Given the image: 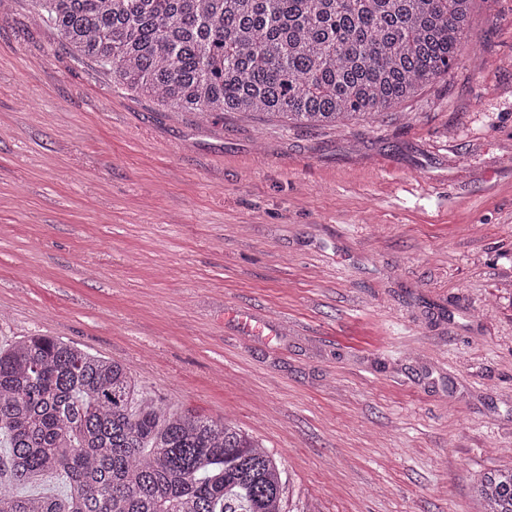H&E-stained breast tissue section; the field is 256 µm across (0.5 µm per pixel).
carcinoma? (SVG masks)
Listing matches in <instances>:
<instances>
[{"label":"carcinoma","instance_id":"cac0c4a2","mask_svg":"<svg viewBox=\"0 0 512 512\" xmlns=\"http://www.w3.org/2000/svg\"><path fill=\"white\" fill-rule=\"evenodd\" d=\"M472 0H33L116 87L202 119L325 127L448 73ZM130 368L53 336L0 347V512H283L276 458L242 429L135 399ZM59 472L69 491L28 495ZM512 512V467L475 487Z\"/></svg>","mask_w":512,"mask_h":512}]
</instances>
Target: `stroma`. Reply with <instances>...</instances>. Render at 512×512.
Here are the masks:
<instances>
[{
	"instance_id": "35a3bbf8",
	"label": "stroma",
	"mask_w": 512,
	"mask_h": 512,
	"mask_svg": "<svg viewBox=\"0 0 512 512\" xmlns=\"http://www.w3.org/2000/svg\"><path fill=\"white\" fill-rule=\"evenodd\" d=\"M34 333L246 431L285 512H478L512 466V0L320 128L168 109L0 0V344Z\"/></svg>"
}]
</instances>
